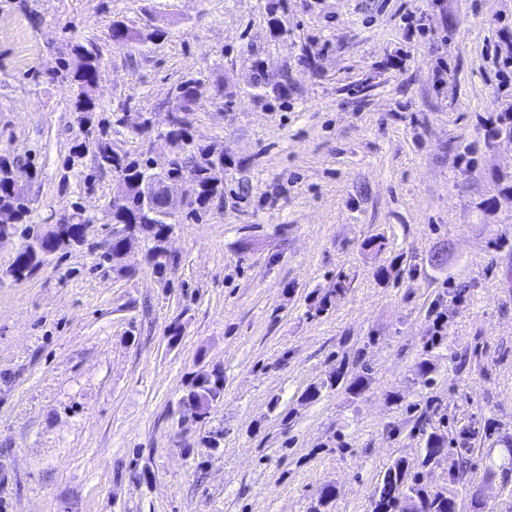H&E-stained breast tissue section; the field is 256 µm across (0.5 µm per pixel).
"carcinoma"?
Here are the masks:
<instances>
[{"label": "carcinoma", "instance_id": "obj_1", "mask_svg": "<svg viewBox=\"0 0 512 512\" xmlns=\"http://www.w3.org/2000/svg\"><path fill=\"white\" fill-rule=\"evenodd\" d=\"M166 36V31L154 28L147 32L142 28L127 24L123 20H114L109 26V38L116 47H134ZM102 51L100 46L89 41L85 44L70 45L68 57L60 59L57 73L69 83L73 96L75 111L79 114L83 140L74 146V151L67 160V167H72L75 160L90 152L94 158L95 169L101 173L112 174L113 192L123 196L126 207L112 215V223L127 224L138 239L146 243L145 258L147 264L160 276L177 263V259L163 258V244L169 229L181 223L177 218L168 217L166 201L161 192L156 191L143 197L142 187L152 179L153 172L149 159L144 153L131 154L117 145L109 137L108 129L120 132V113L127 111L130 105L123 104L111 112L110 117L96 120V96L92 85L98 75ZM254 76L250 87L256 96L268 95L269 86H274L273 93L281 95L288 85V73L282 74V82L271 83L264 72L262 64H253ZM226 81L224 73L211 72L185 77L177 82L170 91L172 104L184 114L177 120L173 130H151L148 128L126 130L132 138L143 141L151 140L159 147L173 150L171 168L168 174L183 179L193 196L191 207L186 215L199 220L208 213L215 203L224 200V147L215 142L204 143L194 135L191 116L195 112V101L207 94L218 99L224 98ZM15 160L8 154H0V214L13 218L9 232L14 234L17 225L24 223L29 212L25 189L15 184L13 167ZM60 221L69 232V238L50 242L44 233L29 234L18 250L12 264L4 275L19 280L36 272L49 257L79 245L85 240L84 229L90 219L78 203L61 214ZM124 240L114 237L108 244L102 259L109 264L112 272L119 277L130 278L135 269L121 264ZM345 292L344 282L324 294L311 293L310 308L315 314L329 311L335 303L336 296ZM341 379V371L332 370L319 381L311 384L305 392V398L315 399L322 392L334 389ZM224 398V371L214 368L210 371L196 370L186 373L185 389L179 399L182 404H189L195 409V422L204 424L211 411ZM444 437L431 431L425 434L424 455L421 465L430 463H448V474L452 479L460 478L466 468L469 452L467 448H458L452 452L445 450ZM377 499L373 501V512H456L454 496L445 488L431 490L421 485L418 473L405 459H398L384 472L377 486Z\"/></svg>", "mask_w": 512, "mask_h": 512}]
</instances>
